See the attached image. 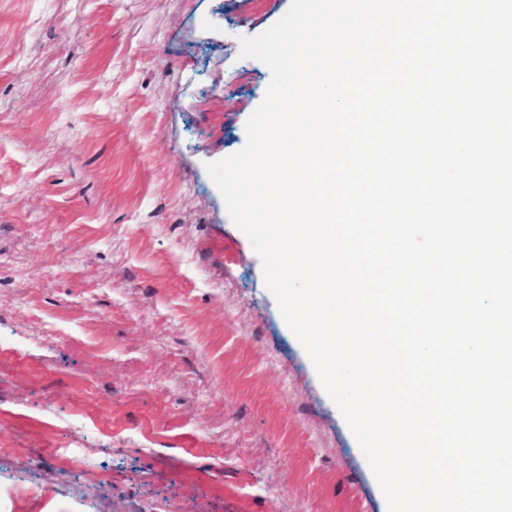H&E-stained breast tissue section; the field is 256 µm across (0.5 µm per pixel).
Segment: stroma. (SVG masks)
I'll return each instance as SVG.
<instances>
[{"mask_svg": "<svg viewBox=\"0 0 512 512\" xmlns=\"http://www.w3.org/2000/svg\"><path fill=\"white\" fill-rule=\"evenodd\" d=\"M290 5L0 0V512H388L206 171Z\"/></svg>", "mask_w": 512, "mask_h": 512, "instance_id": "obj_1", "label": "stroma"}]
</instances>
